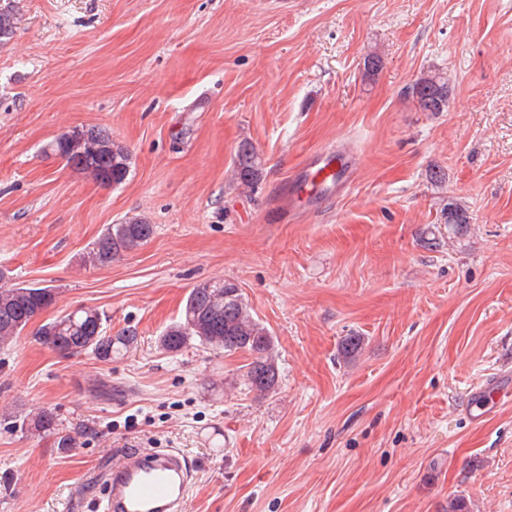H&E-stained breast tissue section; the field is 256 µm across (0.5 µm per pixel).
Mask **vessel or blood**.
Returning a JSON list of instances; mask_svg holds the SVG:
<instances>
[{
  "label": "vessel or blood",
  "mask_w": 512,
  "mask_h": 512,
  "mask_svg": "<svg viewBox=\"0 0 512 512\" xmlns=\"http://www.w3.org/2000/svg\"><path fill=\"white\" fill-rule=\"evenodd\" d=\"M352 152L326 148L308 158L298 184L287 186L285 202H293L302 189L322 193L343 188L356 169ZM193 464L176 448L163 451L125 449L118 462L102 474L105 497L102 512H184Z\"/></svg>",
  "instance_id": "1"
}]
</instances>
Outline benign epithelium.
I'll list each match as a JSON object with an SVG mask.
<instances>
[{
  "mask_svg": "<svg viewBox=\"0 0 512 512\" xmlns=\"http://www.w3.org/2000/svg\"><path fill=\"white\" fill-rule=\"evenodd\" d=\"M67 149L70 167L90 175L97 182L112 184V157L122 147L112 136L93 127H74L61 138Z\"/></svg>",
  "mask_w": 512,
  "mask_h": 512,
  "instance_id": "1",
  "label": "benign epithelium"
}]
</instances>
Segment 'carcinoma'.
<instances>
[{"mask_svg":"<svg viewBox=\"0 0 512 512\" xmlns=\"http://www.w3.org/2000/svg\"><path fill=\"white\" fill-rule=\"evenodd\" d=\"M448 78L427 74L410 87V97L426 98L438 91H448ZM237 174L248 186L261 174V160L253 146L243 144L236 154ZM444 224L458 228L470 223L468 211L454 203L448 204L442 214ZM153 235V226L139 220L111 224L91 243L85 261L93 266H106L147 241ZM57 292L50 287H36L23 283L0 288V349L7 350L28 326L56 303ZM107 316L95 308H82L76 315L64 314L38 325L32 332L39 343L62 354L77 356L92 354L100 360L127 352L138 343L131 333L114 336L108 333ZM202 347L221 349L226 353H245L250 361L244 365L247 388L264 395L278 385V367L270 355L273 338L250 314L241 293L232 284L205 282L188 293L177 321L159 337L160 347L167 352H178L193 343ZM4 428L23 435L51 437L58 448L72 447L73 436L60 427L57 415L50 409L30 414L18 411L5 421Z\"/></svg>","mask_w":512,"mask_h":512,"instance_id":"cac0c4a2","label":"carcinoma"}]
</instances>
